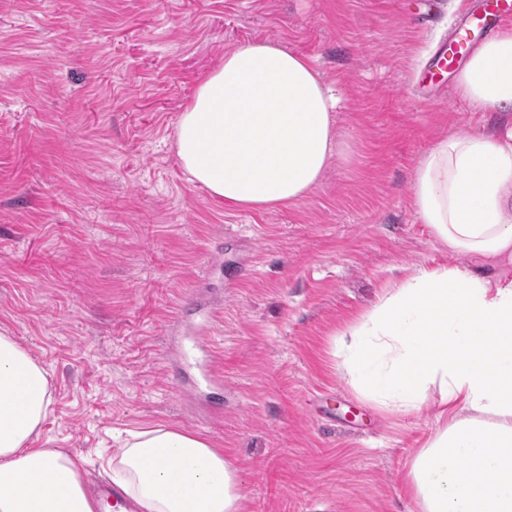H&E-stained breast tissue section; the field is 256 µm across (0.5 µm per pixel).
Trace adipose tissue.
Masks as SVG:
<instances>
[{"label": "adipose tissue", "mask_w": 512, "mask_h": 512, "mask_svg": "<svg viewBox=\"0 0 512 512\" xmlns=\"http://www.w3.org/2000/svg\"><path fill=\"white\" fill-rule=\"evenodd\" d=\"M457 88L474 109L512 112L511 29L476 49ZM335 106L305 56L237 46L181 113L176 155L225 206L292 205L337 150ZM412 206L452 252L512 262V121L437 141L416 163ZM332 350L360 395L385 409L415 413L438 391L435 432L404 477L416 512H512V282L421 269ZM51 404L47 368L0 333V512H96L77 459L35 445ZM109 467L138 512H243L237 464L197 432L129 431Z\"/></svg>", "instance_id": "obj_1"}]
</instances>
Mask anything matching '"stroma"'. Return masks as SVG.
I'll return each instance as SVG.
<instances>
[{
    "mask_svg": "<svg viewBox=\"0 0 512 512\" xmlns=\"http://www.w3.org/2000/svg\"><path fill=\"white\" fill-rule=\"evenodd\" d=\"M469 0H0V331L52 374L40 434L101 474L117 434L183 427L241 469L245 512H415L440 411L357 396L331 335L423 267L512 281L410 206L440 138L488 132L428 62ZM304 54L340 151L296 204L230 209L189 181L182 112L232 46ZM209 331L182 357L173 339Z\"/></svg>",
    "mask_w": 512,
    "mask_h": 512,
    "instance_id": "35a3bbf8",
    "label": "stroma"
}]
</instances>
